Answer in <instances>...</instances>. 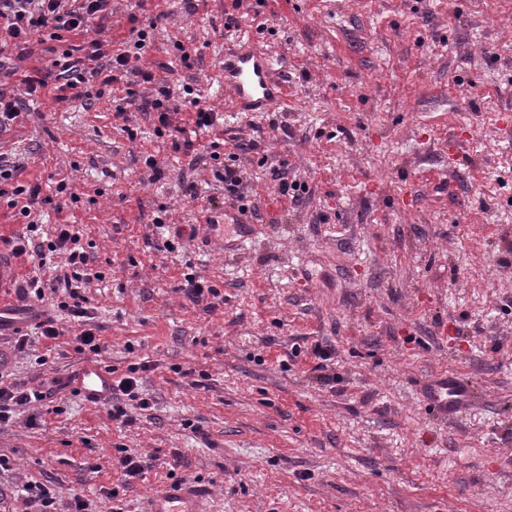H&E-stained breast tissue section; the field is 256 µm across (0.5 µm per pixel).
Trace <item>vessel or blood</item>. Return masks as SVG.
Listing matches in <instances>:
<instances>
[{
    "mask_svg": "<svg viewBox=\"0 0 512 512\" xmlns=\"http://www.w3.org/2000/svg\"><path fill=\"white\" fill-rule=\"evenodd\" d=\"M224 86L240 111L264 109L279 100L282 86L270 56L254 51L237 52L224 63ZM17 272L10 258L0 254V319L11 320L8 294L14 288ZM74 389L88 402H102L112 396V377L97 365L81 369L73 382ZM426 399L440 416L453 418L478 402L474 388L465 380L445 375L431 380ZM204 493L197 485L182 483L150 500L149 512H203Z\"/></svg>",
    "mask_w": 512,
    "mask_h": 512,
    "instance_id": "1",
    "label": "vessel or blood"
}]
</instances>
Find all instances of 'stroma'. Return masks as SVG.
<instances>
[{"label": "stroma", "mask_w": 512, "mask_h": 512, "mask_svg": "<svg viewBox=\"0 0 512 512\" xmlns=\"http://www.w3.org/2000/svg\"><path fill=\"white\" fill-rule=\"evenodd\" d=\"M152 20L154 45L130 66L153 80L125 114L124 83L93 79L88 103L37 94L0 134L17 181L73 193L35 210L33 233L1 198L0 251L75 225L101 343L95 359L77 352L65 290L27 296L38 261L19 257L17 312L64 330L24 346L0 331V384L135 364L151 407L128 403L124 427L65 389L16 412L0 426V512H25L28 483L63 501L81 490L93 512L117 498L146 512L185 480L206 512H512V0H112L68 42L115 52ZM244 43L275 57L285 95L265 112L233 111L224 92V55ZM164 84L217 115L199 129L179 112L194 152L142 106ZM214 141L216 162L198 151ZM220 163L246 171L245 223L230 221ZM278 170L308 194L281 196ZM183 181L215 198L213 224ZM190 277L200 301L183 293ZM446 373L481 394L454 421L423 397ZM121 448L151 459L143 477L113 469Z\"/></svg>", "instance_id": "stroma-1"}]
</instances>
